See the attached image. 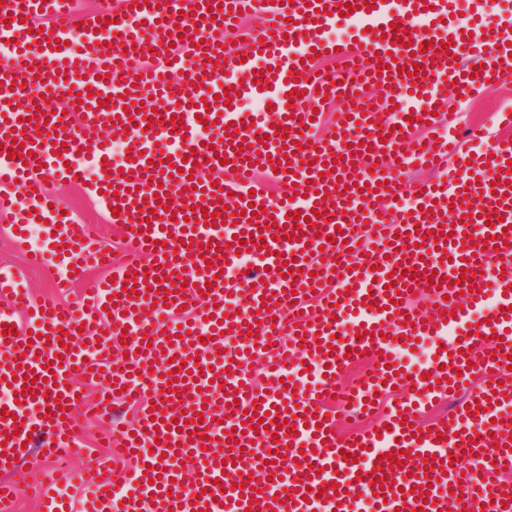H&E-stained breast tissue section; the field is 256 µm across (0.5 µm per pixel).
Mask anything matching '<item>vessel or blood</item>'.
I'll use <instances>...</instances> for the list:
<instances>
[{
    "label": "vessel or blood",
    "instance_id": "obj_1",
    "mask_svg": "<svg viewBox=\"0 0 512 512\" xmlns=\"http://www.w3.org/2000/svg\"><path fill=\"white\" fill-rule=\"evenodd\" d=\"M131 2L79 16L70 0L0 6V42L15 49L14 59L0 60V214L18 217L12 232L20 246L28 225L45 220L44 242L28 264L51 261L58 282H82L80 266L102 264L104 247L36 174L71 182L89 162L103 168L91 191L117 209L130 244L115 283L90 289L76 308L52 297L32 301L17 274L0 267V324L13 328L0 335V389L14 396L0 420V470L26 458L36 432L45 459L82 456L73 436L76 379L93 375L131 400L150 394L155 409L140 412L136 431L112 425L111 445L132 461L130 474L112 478L99 461L80 472L96 491L86 512H446L455 490L467 512H512V488L447 461L453 454L480 456L487 467L512 462V140L490 152L457 140L442 118L441 90L451 78L465 97L512 71L502 20L487 17L480 0L465 7L459 0H349L366 32L338 45L325 34L340 0ZM209 7L226 20L202 18ZM46 17L51 30L37 31ZM246 17L256 25L241 56L225 48L222 33ZM419 23L424 33L415 32ZM404 29L426 52L399 44ZM183 30L195 38L180 40ZM314 51L335 52L344 69L321 70ZM232 86L242 98L271 103L287 134L264 113L227 107L222 94ZM368 86L378 97L351 109L350 95ZM152 94L168 102L169 123L153 111ZM43 95L64 101L65 110L37 119L33 101ZM326 96L339 100L340 114L335 132L316 138L313 106ZM176 119L182 127H173ZM424 127L431 138L411 139ZM204 128L212 132L208 147ZM88 130L102 137L81 156ZM117 137L127 139L131 155L119 169L107 164ZM351 143L360 156H348ZM20 150L27 159L17 158ZM273 160L295 196L273 198L248 182V173ZM223 163L230 177L213 187L202 174ZM418 164L442 176L409 187L410 208L397 187ZM173 166L180 170L174 179L165 175ZM341 182L346 190H338ZM16 184L25 194L13 192ZM224 191L236 194L234 207L219 203ZM252 209L259 218H246ZM296 211L302 224L289 218ZM369 222L385 225V234L349 252ZM244 237L266 243L261 276L240 271ZM189 240L197 248L187 249ZM210 243L226 245L225 256L212 258ZM326 254L342 260L326 267ZM292 258L298 272L284 273ZM226 267L238 273L236 288L227 286ZM423 278L428 288L420 287ZM202 284L208 292H199ZM423 289L444 311L427 316L413 304ZM271 297L276 305L263 306ZM185 305L196 310L191 323L164 324ZM274 337L279 345H271ZM419 340L433 352L425 380L399 357ZM122 343L128 358L108 368L111 347ZM172 356L197 380L172 372ZM260 356L270 359L265 390L247 373ZM364 357L370 374L340 391L342 371ZM478 372L487 385L470 387ZM405 380L415 396L389 412L386 431L337 433L325 395L359 416ZM449 391L463 393L462 403L443 421L419 423L422 406ZM231 392L237 405L228 403ZM276 413L295 424V434L278 429ZM249 416L256 428H243ZM156 440L165 454L143 452ZM401 450L403 469L382 468L381 455ZM187 462L195 473L189 487L174 480ZM218 486L222 494L211 497ZM22 493L38 499L40 512H70L50 486L8 481L0 482V512H11Z\"/></svg>",
    "mask_w": 512,
    "mask_h": 512
}]
</instances>
